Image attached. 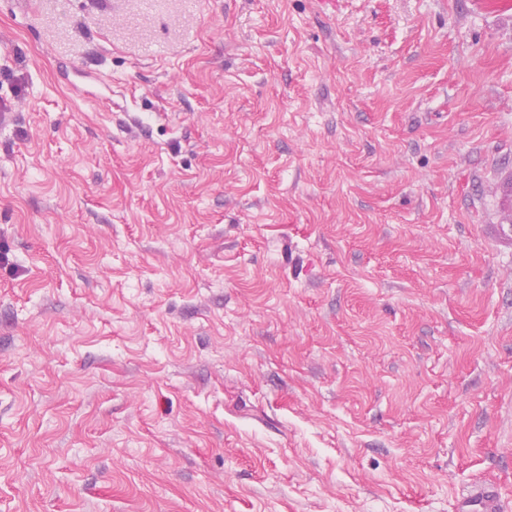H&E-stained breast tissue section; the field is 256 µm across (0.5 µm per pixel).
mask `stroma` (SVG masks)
<instances>
[{"mask_svg":"<svg viewBox=\"0 0 512 512\" xmlns=\"http://www.w3.org/2000/svg\"><path fill=\"white\" fill-rule=\"evenodd\" d=\"M0 512L512 502V0H0ZM459 512H506V505L495 488H487L457 505Z\"/></svg>","mask_w":512,"mask_h":512,"instance_id":"obj_1","label":"stroma"}]
</instances>
